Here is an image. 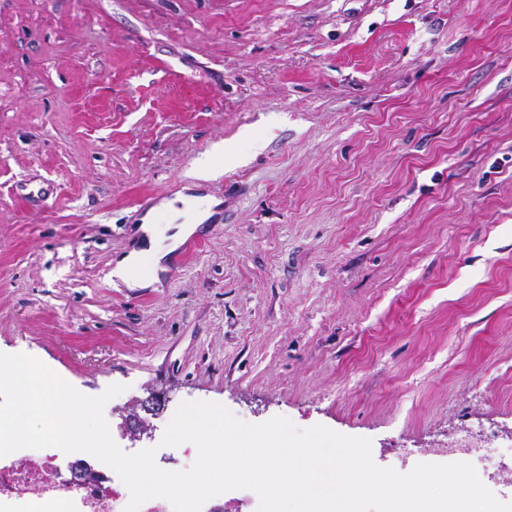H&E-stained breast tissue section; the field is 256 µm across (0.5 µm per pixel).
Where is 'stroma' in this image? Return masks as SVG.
Instances as JSON below:
<instances>
[{
    "instance_id": "35a3bbf8",
    "label": "stroma",
    "mask_w": 512,
    "mask_h": 512,
    "mask_svg": "<svg viewBox=\"0 0 512 512\" xmlns=\"http://www.w3.org/2000/svg\"><path fill=\"white\" fill-rule=\"evenodd\" d=\"M157 282L110 273L197 161ZM0 352L165 430L181 403L512 440V0H0Z\"/></svg>"
}]
</instances>
